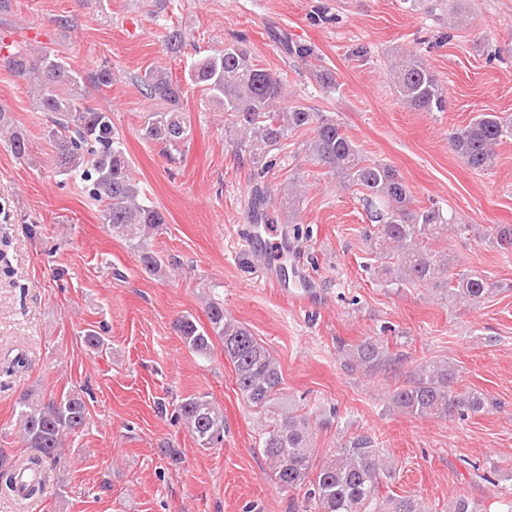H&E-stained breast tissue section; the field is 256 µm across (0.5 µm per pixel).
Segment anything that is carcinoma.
Segmentation results:
<instances>
[{
	"instance_id": "obj_1",
	"label": "carcinoma",
	"mask_w": 512,
	"mask_h": 512,
	"mask_svg": "<svg viewBox=\"0 0 512 512\" xmlns=\"http://www.w3.org/2000/svg\"><path fill=\"white\" fill-rule=\"evenodd\" d=\"M270 36L286 53L303 61L314 56L307 46H293L276 30ZM0 65L14 76L38 83L39 109L46 114V132L53 144V165L58 173L75 175L86 183L90 195L104 202V220L112 234L123 239L138 254L147 273L158 275L161 264L147 244V238L166 223L159 209L145 204L142 191L131 175V167L112 115L88 104L87 88L112 84V69L102 66L81 75L70 64L42 48L32 54L0 44ZM398 100L408 109L442 112L446 93L427 62L415 54H405L391 63ZM318 85L336 89L332 72L314 67ZM191 84L205 92L207 102L220 106L231 118L239 135L237 147L269 170L271 151L289 134L306 128L310 159L323 167L347 189L361 194L372 229L366 234L369 254L379 263L385 281L391 285H424L451 301L477 305L512 288L474 271L455 276L448 271V254H436L426 247L428 240L450 227L468 230L453 223L437 205L414 207L408 184L389 164L367 158L342 131L332 115L312 112L302 106L281 108L284 81L279 75L256 64L239 45H229L219 54L198 57L188 74ZM141 94L152 102L144 113L141 134L148 142L169 153L179 150L189 134L190 121L180 111L182 93L168 72L151 69L137 80ZM512 139V118L483 113L450 136L451 149L473 171H488L495 165V147ZM17 158L28 153L25 137L12 131L6 140ZM266 186L251 191V221L276 223L270 210ZM489 241L512 252V225H495ZM209 327L190 317L176 321L175 331L183 344L202 358L211 352L212 338L221 339L224 357L231 362L235 384L245 402L263 416L259 451L268 475L279 487H307L309 512H424L415 501L382 495L384 484L393 477V468L384 453L367 435L352 437L328 457L319 460L311 446L312 417L299 412L283 394V373L279 362L243 323L224 314V304L207 306ZM401 357L388 342L369 336L345 349V366L368 376L393 370ZM460 369L448 360H425L399 387L389 392L388 408L413 418H453L486 412L495 405L486 394L457 386ZM19 438L33 450L30 470L41 473L46 460L61 461L66 437L87 424L89 410L78 392L44 401L33 393L18 403ZM179 419L203 448L224 443V413L206 395L189 396L177 405ZM18 472L0 453V487L12 491ZM448 512H487L480 502L456 498Z\"/></svg>"
}]
</instances>
